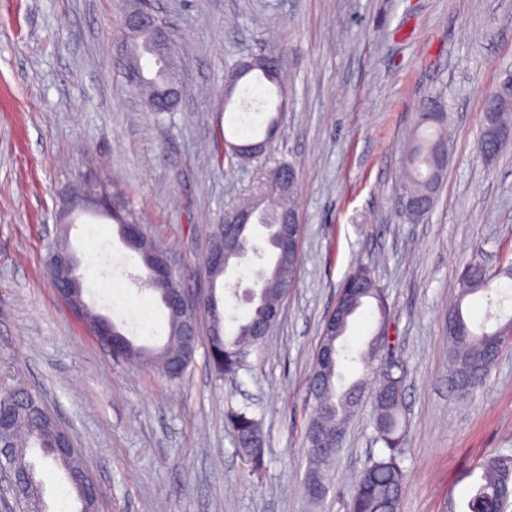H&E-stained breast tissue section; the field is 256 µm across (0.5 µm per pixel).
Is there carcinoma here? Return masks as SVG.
Masks as SVG:
<instances>
[{"label":"carcinoma","instance_id":"cac0c4a2","mask_svg":"<svg viewBox=\"0 0 512 512\" xmlns=\"http://www.w3.org/2000/svg\"><path fill=\"white\" fill-rule=\"evenodd\" d=\"M150 34L142 33L136 41L123 40L125 52L139 63L142 80L133 88L151 101L155 89L167 78L165 63H153L146 68L147 42ZM255 70L269 83L279 85L282 58L269 55L254 60ZM446 104L443 94L435 91L417 105L420 117L411 132L406 146L404 198L410 202L409 211L417 218L431 208L439 189L443 169L435 165L436 155L448 147V123L444 115ZM297 258L278 260V274L265 277L261 293L266 303L276 306L285 296L283 283L294 280ZM512 280V262L501 263L489 270L479 261H471L460 272V288L456 301L448 307L452 326L448 327V357L452 365L451 383L461 397H467L486 380L496 362L498 351L512 339V317L493 331L480 326L474 330L463 315V301L477 293L485 294L488 305H493L491 278ZM338 303L347 310L346 320L340 329L339 339H344L354 316L366 305L374 306L375 327L365 348L355 356L346 353L345 346L335 349L329 366L314 360L309 381H318L321 388L314 394L312 413L304 436V452L308 466L304 475L303 492L311 503L321 501L328 491V467L341 449L351 417L357 412L368 386H373L371 399L375 441L381 444L379 452L372 455L355 475L345 499V512H400L406 472L402 466L406 435L402 424L405 370L391 356L389 349V324L392 314L385 292L366 269L352 271L338 290ZM169 334L159 347L139 346L128 342L126 357L143 361L158 371L169 382H179L185 377L193 355L184 354L181 338L182 319L169 313ZM257 315L248 314L237 320L235 329L220 335L206 337L209 365L219 376L236 377L247 370L251 351L264 342L256 335ZM348 362L360 371L359 377L343 385L340 372L342 363ZM224 420L231 429L235 444L249 473L259 475L266 469L265 439L261 420L248 410L227 406ZM39 421L22 420L14 429V452L18 463L25 466L32 479L33 512H45L43 491L36 477L35 465L26 460L29 448L41 449L43 459L63 471L71 489L81 495L72 479L73 473H82L85 467L80 455L65 460L46 451L47 444L38 436ZM464 477L472 478V486L463 512H505L512 506V449L499 450L480 459Z\"/></svg>","mask_w":512,"mask_h":512}]
</instances>
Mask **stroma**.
Returning <instances> with one entry per match:
<instances>
[{
	"label": "stroma",
	"instance_id": "obj_1",
	"mask_svg": "<svg viewBox=\"0 0 512 512\" xmlns=\"http://www.w3.org/2000/svg\"><path fill=\"white\" fill-rule=\"evenodd\" d=\"M123 0H0V388L37 393L74 438L98 512H344L375 447L372 406L352 420L315 506L303 495L308 378L339 283L356 268L384 289L406 372L401 512L464 502L463 470L512 448V342L469 398L450 381L444 315L473 260L512 261V142L491 162L474 144L483 99L512 70V0H162L185 93L156 120L123 75ZM284 55L285 96L260 73L224 101L230 69ZM440 89L451 115L448 169L418 222L400 207L403 146L418 99ZM285 112H278L280 101ZM281 113L267 151L218 164L213 137L240 143ZM99 161L186 294L206 285L205 225L299 184L296 279L248 371L216 376L198 346L186 378L112 360L62 301L44 261L79 174ZM84 298L135 344L166 339V311L116 223L74 218ZM262 420L267 468L246 475L227 405ZM49 512H78L63 473L38 462Z\"/></svg>",
	"mask_w": 512,
	"mask_h": 512
}]
</instances>
